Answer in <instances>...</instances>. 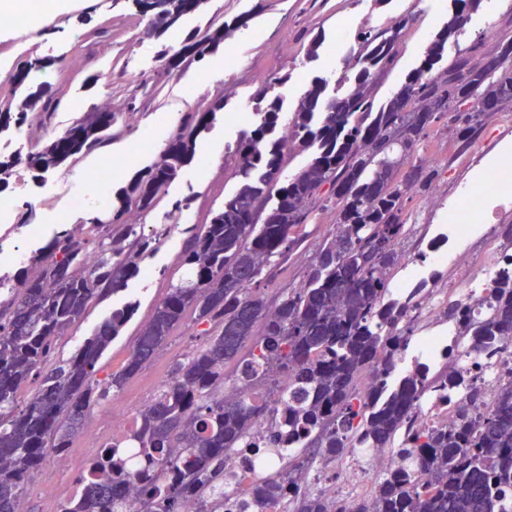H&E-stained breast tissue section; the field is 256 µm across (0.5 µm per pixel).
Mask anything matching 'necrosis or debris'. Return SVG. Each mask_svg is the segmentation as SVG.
<instances>
[{"mask_svg":"<svg viewBox=\"0 0 512 512\" xmlns=\"http://www.w3.org/2000/svg\"><path fill=\"white\" fill-rule=\"evenodd\" d=\"M492 171L457 180L453 186H439L438 195L457 201L436 226L432 242L418 247L416 255L406 256L399 278L391 280L393 298L407 299L412 288L426 285L427 291L409 315L418 325L415 344L397 354L394 372L402 376L418 369L447 364L449 371L464 372L485 391L484 409H492L500 385L512 381V352L478 350L472 339L460 335L455 322L445 313L456 304L478 319L491 312L489 292L501 276H512V243L500 241L485 250L478 231L501 213L512 210V149H498L491 159ZM280 390L271 397L272 411L255 423L249 436V450L224 458V488L244 490L258 475L280 479L286 476L293 454L292 444L282 450L269 448L271 438L283 430V412L288 402V377L277 376ZM468 390L458 387L450 392L427 390L413 414L417 428L452 425L457 409L465 403ZM385 465L400 468L391 451L380 448H354L341 466L342 481L327 487L328 495L349 498L364 486L367 469Z\"/></svg>","mask_w":512,"mask_h":512,"instance_id":"1","label":"necrosis or debris"}]
</instances>
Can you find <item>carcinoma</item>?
Returning a JSON list of instances; mask_svg holds the SVG:
<instances>
[{
    "instance_id": "carcinoma-1",
    "label": "carcinoma",
    "mask_w": 512,
    "mask_h": 512,
    "mask_svg": "<svg viewBox=\"0 0 512 512\" xmlns=\"http://www.w3.org/2000/svg\"><path fill=\"white\" fill-rule=\"evenodd\" d=\"M482 0H452L454 10L430 41L424 58L399 91L376 99L379 81L397 62L403 30L413 16L384 28L365 27L346 53L349 89L325 99L327 83L316 78L300 94L294 118L281 125L285 98L274 93L289 75L263 81L255 97L264 106L230 147L236 190L224 197L210 222L185 230L182 274L171 279L122 369L100 379L99 362L128 322L129 311L115 308L78 351L49 363L58 341L87 307L119 292L141 271L153 250L131 217H147L167 195L199 146L216 113L217 101L198 112L182 113L158 158L140 168L112 197L106 222L90 219L92 239L74 228L57 232L31 256V267L13 276L14 287L0 292V512H15L25 481L47 449L69 447L91 407L114 400L126 381L152 360L173 332L190 321L205 337L172 371L139 412L129 442L115 441L88 466L96 480L60 512H119L137 492L145 512H176L186 497L206 501L205 512H228L226 495L210 498L224 484V455L242 447L253 425L267 412L261 399L228 400L224 366L236 365L246 388L266 385L276 369L293 384L288 393V437L302 439L295 450L305 469L320 455L343 457L351 449L389 448L405 466L389 469L373 495L359 499L353 512H508L512 497V382L497 392L495 408L475 419L469 408L483 403L479 386L469 390V407L451 428L414 430L416 401L428 387L422 374L390 383L389 358L407 347L415 332L408 309L417 288L401 303L388 296V275L398 265V246L409 235L405 200L427 193L439 170L416 156L428 136L425 105L448 118V128L467 147L481 129L482 114L461 109L469 88L481 90L486 111L512 110V40L487 46L484 38L448 56L462 27ZM209 0H136L138 15L150 16L147 34L160 37L180 29L186 16ZM230 25L213 21L165 47L167 74L182 77L193 63L224 47ZM42 65L30 54L9 73L11 92L0 96V130L33 112L53 122L63 94L26 86L29 72ZM115 116L97 106L63 132L38 140L24 157L0 158V178L24 163L48 172L91 154H102L116 137ZM290 129V137L280 135ZM298 149L310 159L294 177L279 183L285 157ZM336 200V228L318 245L298 287L279 288L269 297L262 283L274 280L303 240L299 229L312 220L322 194ZM94 253L88 266L82 253ZM493 315L477 320L454 304L448 320L463 325L478 343L512 338V279L490 294ZM377 372L382 399L371 402L357 389L359 375ZM37 393L18 407L17 392L27 381ZM179 448L186 467L167 465L171 475L142 486L129 469L148 467ZM427 472L430 480L411 482ZM287 499L285 512H347L346 502L322 491L300 490L277 480L255 482L235 501L236 512H268Z\"/></svg>"
}]
</instances>
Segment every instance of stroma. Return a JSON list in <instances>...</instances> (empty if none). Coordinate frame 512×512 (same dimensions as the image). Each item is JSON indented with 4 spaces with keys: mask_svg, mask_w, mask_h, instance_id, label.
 Masks as SVG:
<instances>
[{
    "mask_svg": "<svg viewBox=\"0 0 512 512\" xmlns=\"http://www.w3.org/2000/svg\"><path fill=\"white\" fill-rule=\"evenodd\" d=\"M502 7L489 13L480 7L473 13L459 37L460 45L483 36L488 20H495L494 38L512 37V0H500ZM68 11L54 16L46 34L37 44L22 27L0 26V94L9 93L7 70L21 54L34 52L42 61L52 63L64 59V69L52 68L48 84L64 92L66 103L57 112L51 128H44L39 116L31 114L16 128L17 133H31L34 138L61 132L74 121L77 112L97 106L117 115L119 137L112 141V157L124 155L132 141L159 118L176 125L182 113L191 112L224 99L223 112L216 120L206 141L218 150L210 163L199 161L184 166L171 184L167 195L145 219V234L154 242L153 252L145 259L140 275L129 281L125 290L110 295L91 306L62 337L58 356H72L90 337L111 309L133 303V315L101 360L102 374L118 371L130 353L133 343L149 318L154 306L166 295L170 277L176 271L184 246L183 228L207 223L212 213L232 192L237 180L234 161L227 147L240 136L242 125L231 122V114L254 110V90L258 74L277 77L291 74L292 90L286 106H293L304 85L316 75L326 77L330 89H337V79L344 72V55L363 27H382L394 18L412 14L399 46L398 61L378 88L377 98L384 101L402 86L407 74L421 62L428 43L442 26L452 8L451 0H388L377 6L374 0H211L209 10L185 18L182 32L205 27L210 18L224 20L248 13V26L236 30L228 41L231 55L224 58V76L209 78L211 57L197 63L188 79L167 77L159 58V40L148 36L147 23L139 19L132 0H70ZM106 26L110 37L98 44L71 52L70 47L87 31ZM320 37L323 46L317 59L306 56L304 35ZM108 69L112 80L91 90L84 89L86 75ZM138 74V83H130V74ZM512 145V112H497L485 117L477 138L467 149H460L446 128L438 121L419 154L426 159L442 156L447 162L442 178L455 174H471L478 159L485 157L489 142ZM99 156L92 155L62 169L40 173L26 165L17 166L6 182L0 183V202L9 201L14 211H26L30 223L39 226L38 237L4 235L0 237V267L15 273L18 263L8 255L20 251L32 256L60 230L58 210L66 208L69 199L79 196L92 169L98 167ZM406 214L411 232L401 245L413 250L428 238L431 224L437 221V205L430 194H417L406 200ZM336 218L335 205L316 208L311 224L306 225L302 249L294 252L284 266L280 286H296L302 281L306 266L324 237L332 233ZM203 342L193 327L178 328L147 363L123 387L118 395L134 411L151 402L163 380L170 377L177 361L183 360ZM65 454L72 461L68 471L58 470L52 460H45L28 481L26 498L29 512H55L58 503L44 498L40 489L55 485L66 493L77 472L85 468L94 455L83 435H76Z\"/></svg>",
    "mask_w": 512,
    "mask_h": 512,
    "instance_id": "35a3bbf8",
    "label": "stroma"
}]
</instances>
